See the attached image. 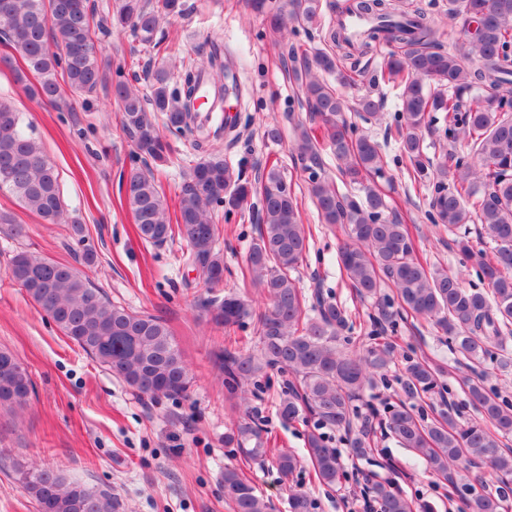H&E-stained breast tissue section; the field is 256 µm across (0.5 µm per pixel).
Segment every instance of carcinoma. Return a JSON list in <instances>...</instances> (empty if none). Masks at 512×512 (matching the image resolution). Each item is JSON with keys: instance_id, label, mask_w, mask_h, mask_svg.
Segmentation results:
<instances>
[{"instance_id": "1", "label": "carcinoma", "mask_w": 512, "mask_h": 512, "mask_svg": "<svg viewBox=\"0 0 512 512\" xmlns=\"http://www.w3.org/2000/svg\"><path fill=\"white\" fill-rule=\"evenodd\" d=\"M289 16L273 13L267 27L274 35L284 29L321 26V0H291ZM338 16L356 12L387 21L369 31L353 48L338 24L324 35L328 49L309 54H288L289 72L301 89L313 118L324 129L329 147L345 182L362 187L363 198L341 194L322 176L324 162L316 137L301 131L296 151L313 204L324 224L344 227L348 241L337 255L341 273L357 296L377 306L374 322L396 326L409 317H421L452 338L456 352L466 361H478L490 348L502 344L512 325V0H448V20L460 21L467 38L454 50H445L444 32L424 12L397 8V0H345L328 3ZM181 11L180 0H114L110 24L129 30L145 48H156L160 15ZM93 13L88 0H0V35L22 57L26 69L38 76L28 89L31 97L59 112L72 111L63 97L58 77L74 90L91 93L103 82V60L89 50L93 45ZM57 35L62 50L50 49L49 35ZM393 44L381 78L399 90V120L394 130L400 145L401 165L411 182L432 196V223L458 230L477 217L495 243V260L475 250L465 238L458 245L489 289L467 290L460 275L446 267H431L415 257V242L408 225L387 216V204L373 177L384 176V159L377 142L357 132L344 117L345 102L319 73H338L341 84L355 83L354 76L337 70V55L368 53L378 44ZM211 66L219 73L204 81L203 70L182 65L178 80L158 67L148 77L149 93L130 86L123 72L112 81V94L121 110V126L133 142L131 165L124 173L126 202L139 238L160 246L179 236L186 242L187 260L201 273L209 289L224 284V264L218 250L216 216L232 212L259 196L257 237L250 246L243 283L258 288L269 308L258 313L234 292L199 301L200 311L216 327L231 333L255 320L256 349L242 353L226 348L216 354L224 373V388L233 397L242 382L274 370H286L294 381L282 393L277 413L286 420L310 415L322 427L352 430V402L374 376L384 375L392 363L394 348L370 346L363 354L340 349L348 324L344 307L331 296L316 295L307 305L295 276L309 252L312 233L302 224L299 203L278 163L264 168L258 185L243 178L224 157L212 154L190 167L177 195L174 210L163 201V186L148 161H167L160 129L173 135L210 137L213 115L191 111L195 92L211 86L223 99L229 90L239 91L237 77L220 62V49L210 52ZM443 113V137L461 139L468 151H443L436 161L425 153L430 114ZM11 192L46 224L70 223L73 236L84 240V227L64 219L59 174L44 156L41 146L25 129L22 115L12 102L0 98V190ZM0 233L22 236L23 228L10 215L0 213ZM98 255L83 249L75 262L58 261L27 250L15 253L10 276L30 299L72 342L105 366L112 376L142 395L180 396L187 393L192 377L181 349L168 325L148 313H136L111 303L84 269L96 265ZM391 287L395 300L382 294ZM403 392L416 399L433 392L442 376L439 366L407 360ZM32 390L28 370L8 350H0V408L26 404ZM471 403L483 421L463 424L453 410L426 423L414 406L401 401L389 408L385 426L426 468L444 480L455 470L477 464L488 466L507 480L512 478V404L481 383L468 387ZM254 442L252 456H262L258 426L250 421L237 425L228 444ZM349 448L361 457L369 448V432L360 428ZM308 458L315 479L327 486L340 477L336 449L315 430L307 435ZM285 476L301 466L293 453L274 455ZM224 500L233 512H266L241 466L224 468ZM24 490L39 512H119L122 504L80 483L67 481L59 472L38 469L23 481ZM380 512H414L411 501L383 484L372 486ZM289 512H312L313 502L303 493L288 498ZM499 501L485 494L464 500V512H499Z\"/></svg>"}]
</instances>
